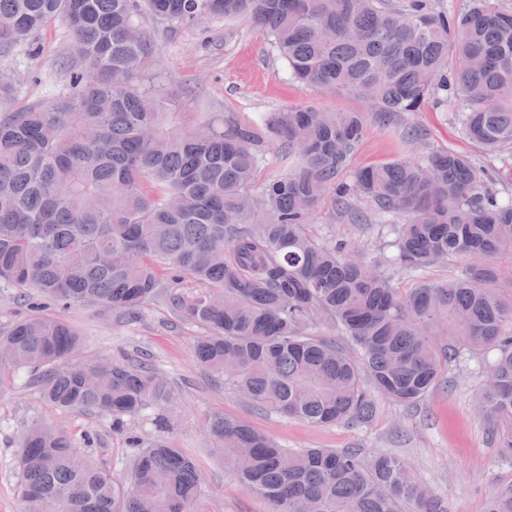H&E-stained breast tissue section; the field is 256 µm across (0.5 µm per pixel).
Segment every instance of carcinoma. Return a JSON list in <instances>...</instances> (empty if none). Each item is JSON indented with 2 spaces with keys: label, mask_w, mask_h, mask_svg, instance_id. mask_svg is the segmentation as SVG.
<instances>
[{
  "label": "carcinoma",
  "mask_w": 512,
  "mask_h": 512,
  "mask_svg": "<svg viewBox=\"0 0 512 512\" xmlns=\"http://www.w3.org/2000/svg\"><path fill=\"white\" fill-rule=\"evenodd\" d=\"M182 27L207 17H247L274 39L292 78L371 105L381 127L448 94L479 147H512V11L471 0L462 14L434 0H144ZM138 0H0L7 52L58 18L82 48L70 92L47 106L0 112V285L34 288L57 305H96L131 316L170 281L206 288L170 295L204 326L198 364L261 412L320 426L365 423L372 393L406 408L424 400L463 355L495 352L494 382L476 408L499 452L512 458V292L498 256L512 255V199L500 200L470 156L430 150L338 182L365 134L358 112L298 106L272 112L288 171L259 184L264 156L253 131L185 106L148 83L154 46ZM346 207L362 197L399 220L392 255L355 258L348 244L319 243L307 226L329 192ZM460 273L403 294L397 272L448 260ZM318 318L337 324L361 361L314 338ZM80 335L30 315L0 336V380L25 370L52 406L95 409L120 423L171 392L136 359L72 362ZM207 428L244 489L271 512H447L441 498L389 454L292 452L242 419L213 413ZM22 512H192L195 460L158 440L135 456L130 487L40 424L19 444ZM51 464L45 466L42 460ZM486 512H512V481Z\"/></svg>",
  "instance_id": "1"
}]
</instances>
